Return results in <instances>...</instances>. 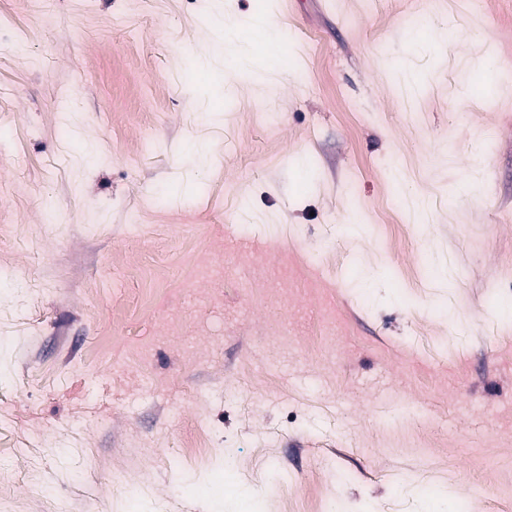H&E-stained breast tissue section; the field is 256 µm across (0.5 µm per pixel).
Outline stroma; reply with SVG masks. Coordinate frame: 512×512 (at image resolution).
Instances as JSON below:
<instances>
[{"label": "stroma", "mask_w": 512, "mask_h": 512, "mask_svg": "<svg viewBox=\"0 0 512 512\" xmlns=\"http://www.w3.org/2000/svg\"><path fill=\"white\" fill-rule=\"evenodd\" d=\"M476 57L512 73V0H0V512H512ZM221 33L223 37L217 56L222 57L224 54L235 56L242 64L250 65L255 49L251 43L239 36V24L225 20L224 30Z\"/></svg>", "instance_id": "obj_1"}]
</instances>
